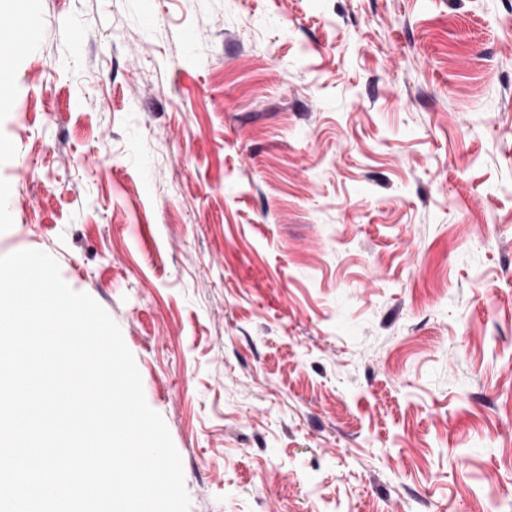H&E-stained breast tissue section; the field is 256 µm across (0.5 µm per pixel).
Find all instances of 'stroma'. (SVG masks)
Listing matches in <instances>:
<instances>
[{"instance_id": "1", "label": "stroma", "mask_w": 512, "mask_h": 512, "mask_svg": "<svg viewBox=\"0 0 512 512\" xmlns=\"http://www.w3.org/2000/svg\"><path fill=\"white\" fill-rule=\"evenodd\" d=\"M0 256L120 326L190 512H512V0H25Z\"/></svg>"}]
</instances>
